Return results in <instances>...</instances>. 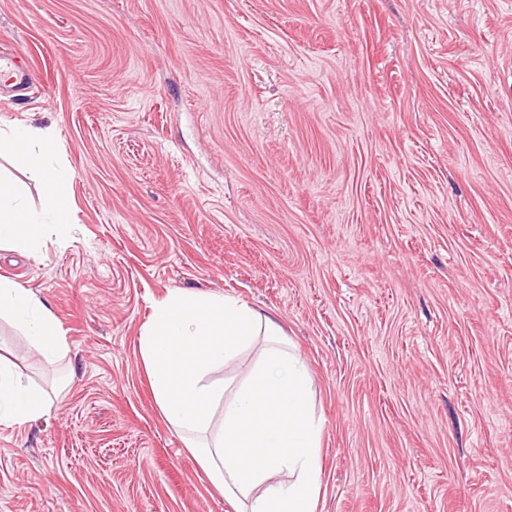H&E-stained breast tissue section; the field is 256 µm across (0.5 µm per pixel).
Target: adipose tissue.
Returning <instances> with one entry per match:
<instances>
[{
  "mask_svg": "<svg viewBox=\"0 0 512 512\" xmlns=\"http://www.w3.org/2000/svg\"><path fill=\"white\" fill-rule=\"evenodd\" d=\"M55 155L47 129L31 123L0 128V157L16 170L36 173L47 187L37 211L0 179V248L37 256L50 229L70 224ZM3 312L21 325L44 361L66 354L62 326L42 299L0 277ZM139 350L165 420L236 512H314L321 484L314 380L276 318L232 297L178 290L154 304ZM248 350L256 351L257 362L242 381H208L210 372ZM54 405L53 396L23 383L0 357V425L36 422ZM283 471L288 481H275Z\"/></svg>",
  "mask_w": 512,
  "mask_h": 512,
  "instance_id": "1",
  "label": "adipose tissue"
}]
</instances>
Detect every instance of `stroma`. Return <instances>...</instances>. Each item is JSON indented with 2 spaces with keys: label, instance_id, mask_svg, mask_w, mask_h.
Listing matches in <instances>:
<instances>
[{
  "label": "stroma",
  "instance_id": "35a3bbf8",
  "mask_svg": "<svg viewBox=\"0 0 512 512\" xmlns=\"http://www.w3.org/2000/svg\"><path fill=\"white\" fill-rule=\"evenodd\" d=\"M73 222L0 276L57 392L0 425V512H234L139 351L179 289L276 315L322 421L315 512H512V0H0ZM3 312L21 325L24 336L44 361L52 364L66 354L65 332L42 299L18 282L0 277V315Z\"/></svg>",
  "mask_w": 512,
  "mask_h": 512
}]
</instances>
